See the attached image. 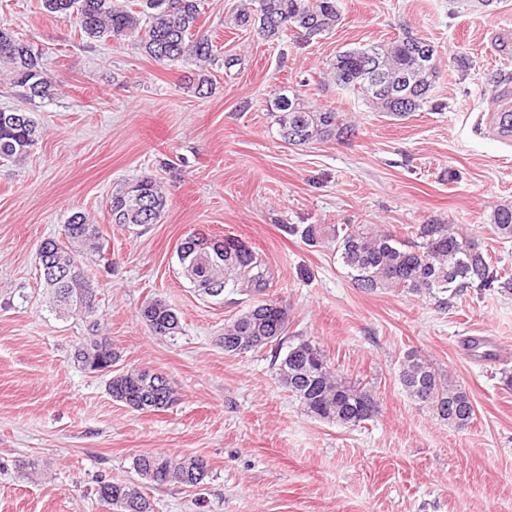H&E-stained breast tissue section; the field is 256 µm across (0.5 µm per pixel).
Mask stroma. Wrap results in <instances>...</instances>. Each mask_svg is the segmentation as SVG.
I'll return each mask as SVG.
<instances>
[{
    "mask_svg": "<svg viewBox=\"0 0 512 512\" xmlns=\"http://www.w3.org/2000/svg\"><path fill=\"white\" fill-rule=\"evenodd\" d=\"M245 0H204L201 23L231 71L213 67V93L184 83L189 66L159 64L131 41H86L72 17H48L41 0H0V23L45 54L60 88L39 105L31 154L0 168V512H110L98 480L130 482L138 455L202 456L199 487H147L155 512H512V297L473 292L454 308L406 293L356 288L334 244L310 246L286 224H459L498 269L512 273V242L491 214L512 205V145L488 124L512 87V0H339L342 22L307 44L263 41L235 26ZM411 31L434 45L439 109L400 121L336 86L328 66L344 50ZM343 115L346 139L291 145L270 104L280 92ZM149 171L167 206L155 224H111L113 188ZM85 212L104 248L83 250L97 317L120 357L115 372L163 374L176 402L155 412L112 399L108 378L72 354L78 318L48 310L40 244ZM237 238L264 259V291L225 286L197 295L176 249L194 231ZM164 300L181 331L151 335L142 305ZM279 298L288 335L314 340L337 374L362 382L377 414L357 426L309 417L274 377V348L232 355L219 337L250 306ZM488 339L501 356L465 350ZM415 350L452 372L475 416L448 426L404 392L399 371ZM36 463L22 472L19 460Z\"/></svg>",
    "mask_w": 512,
    "mask_h": 512,
    "instance_id": "35a3bbf8",
    "label": "stroma"
}]
</instances>
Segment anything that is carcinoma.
I'll return each instance as SVG.
<instances>
[{"mask_svg":"<svg viewBox=\"0 0 512 512\" xmlns=\"http://www.w3.org/2000/svg\"><path fill=\"white\" fill-rule=\"evenodd\" d=\"M234 15L239 27L254 29L266 41H280L294 32L297 41L308 43L335 28L341 20L338 0H255ZM204 0H42L51 15L76 18L80 38L89 41L126 40L134 42L147 57L158 63L184 61L195 66L190 78L194 94L203 98L212 93L209 68L223 63L228 70L238 59L224 58L215 52L211 34L199 23ZM376 59L395 80L413 69L431 67L426 80L406 94L404 100L378 96L364 81V64ZM0 69L4 70L11 96L35 105L54 99L58 84L48 77L43 52L32 43L15 36L0 25ZM336 84L362 97L379 112L402 118L430 103L431 92L441 69L437 50L407 31L386 44L352 48L336 55L331 63ZM272 116L279 135L288 140L296 134V145L314 140L346 138L353 127L339 113L319 111L301 102L299 95L279 94L274 99ZM41 137L33 113L22 108L0 109V167L22 161ZM167 205L162 182L149 172L121 183L108 199L111 223L130 225L157 223ZM65 238L47 239L38 249L44 259L68 273L57 282L43 279L50 294L52 310L65 317L78 313L88 320L87 334L74 351V359L89 370L105 359L117 360L106 336L100 335L96 320L97 297L76 247L90 243L102 249L100 231L88 216L73 212L63 224ZM284 232L298 236L310 246L326 239L336 242V252L348 270L353 284L365 291H406L435 301L446 309L472 290L494 289L512 296V275L500 273L474 237L454 224H421L413 231L416 240L406 242L374 224H285ZM492 229L498 238L512 241V206H500L492 215ZM207 234H189L195 246L191 276L199 295L210 297L209 289L228 282L244 293H259L265 288L263 260L237 238H224V260L215 261L206 246ZM140 317L151 334L175 336L180 322L175 310L162 299H153L140 309ZM288 308L273 298L254 305L224 324V351L241 354L278 345L273 369L278 382L300 403L309 416L340 425H358L377 413L374 398L357 382L338 377L324 351L308 340L288 344L281 353L288 329ZM399 380L406 394L432 416L462 429L475 415L465 387L442 373L416 351L405 353ZM110 396L136 411L162 410L172 405L156 389L152 372L128 370L112 376ZM133 468L139 477L133 492L120 498L115 493L130 483L110 480L97 482L98 498L112 497L118 512H154V503L142 485L179 484L197 487L209 476V464L201 457L142 454Z\"/></svg>","mask_w":512,"mask_h":512,"instance_id":"carcinoma-1","label":"carcinoma"}]
</instances>
